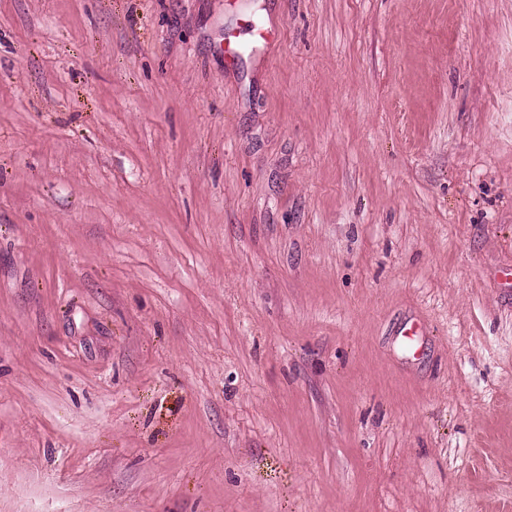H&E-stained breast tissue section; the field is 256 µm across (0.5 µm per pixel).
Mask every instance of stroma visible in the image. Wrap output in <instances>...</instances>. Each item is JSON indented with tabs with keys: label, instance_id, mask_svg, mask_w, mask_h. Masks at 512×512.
<instances>
[{
	"label": "stroma",
	"instance_id": "35a3bbf8",
	"mask_svg": "<svg viewBox=\"0 0 512 512\" xmlns=\"http://www.w3.org/2000/svg\"><path fill=\"white\" fill-rule=\"evenodd\" d=\"M0 512H512V0H0Z\"/></svg>",
	"mask_w": 512,
	"mask_h": 512
}]
</instances>
